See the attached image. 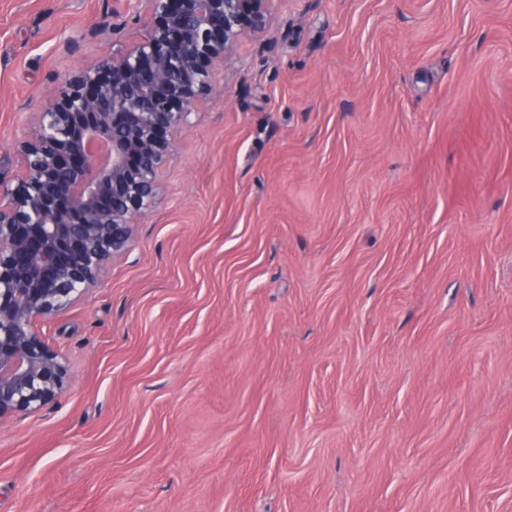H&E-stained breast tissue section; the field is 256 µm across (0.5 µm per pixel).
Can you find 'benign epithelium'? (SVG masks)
<instances>
[{"mask_svg": "<svg viewBox=\"0 0 512 512\" xmlns=\"http://www.w3.org/2000/svg\"><path fill=\"white\" fill-rule=\"evenodd\" d=\"M144 37L70 73L0 183V423L65 389L63 358L35 331L129 250L190 111L216 67L265 28L270 0H139Z\"/></svg>", "mask_w": 512, "mask_h": 512, "instance_id": "1", "label": "benign epithelium"}]
</instances>
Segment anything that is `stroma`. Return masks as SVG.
I'll return each mask as SVG.
<instances>
[{"label": "stroma", "instance_id": "1", "mask_svg": "<svg viewBox=\"0 0 512 512\" xmlns=\"http://www.w3.org/2000/svg\"><path fill=\"white\" fill-rule=\"evenodd\" d=\"M129 252L36 332L0 512H512V0H271ZM138 0H0V180Z\"/></svg>", "mask_w": 512, "mask_h": 512}]
</instances>
